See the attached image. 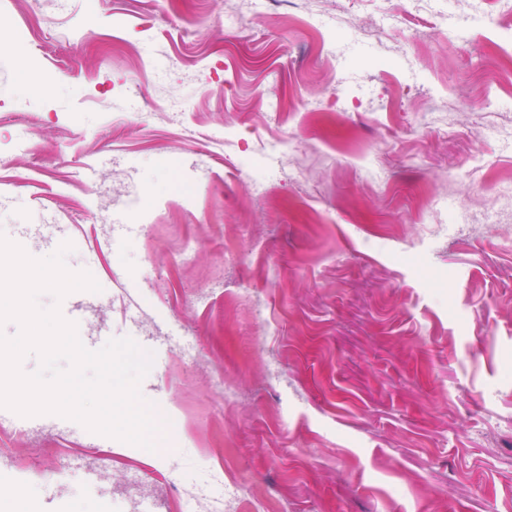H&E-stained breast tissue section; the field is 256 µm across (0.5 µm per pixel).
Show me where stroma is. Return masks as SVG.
Segmentation results:
<instances>
[{
    "label": "stroma",
    "mask_w": 512,
    "mask_h": 512,
    "mask_svg": "<svg viewBox=\"0 0 512 512\" xmlns=\"http://www.w3.org/2000/svg\"><path fill=\"white\" fill-rule=\"evenodd\" d=\"M454 13L0 6V233L72 242L100 292L39 304L90 349L153 352L162 423L151 452L0 408L1 505L124 512L134 478L163 487L144 512H182L219 471L252 512H512V223L486 220L512 186V55L495 12L463 39L429 21ZM25 129L43 166L4 147Z\"/></svg>",
    "instance_id": "obj_1"
}]
</instances>
